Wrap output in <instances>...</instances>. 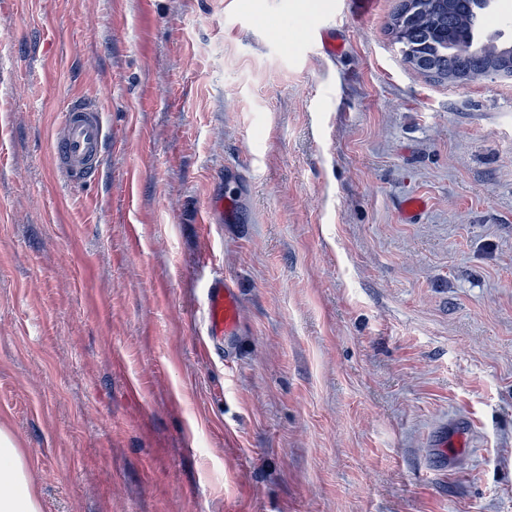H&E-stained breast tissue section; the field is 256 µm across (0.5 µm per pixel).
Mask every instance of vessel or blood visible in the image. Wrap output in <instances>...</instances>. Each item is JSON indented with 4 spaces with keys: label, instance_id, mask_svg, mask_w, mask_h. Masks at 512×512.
Segmentation results:
<instances>
[{
    "label": "vessel or blood",
    "instance_id": "vessel-or-blood-1",
    "mask_svg": "<svg viewBox=\"0 0 512 512\" xmlns=\"http://www.w3.org/2000/svg\"><path fill=\"white\" fill-rule=\"evenodd\" d=\"M108 133L99 106L76 99L61 110L51 150L55 166L71 186H82L99 175ZM206 299L208 338L232 342L243 324L238 288L228 278H213L207 285Z\"/></svg>",
    "mask_w": 512,
    "mask_h": 512
}]
</instances>
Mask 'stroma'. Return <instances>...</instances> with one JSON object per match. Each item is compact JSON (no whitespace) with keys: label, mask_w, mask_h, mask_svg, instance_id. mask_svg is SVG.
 Masks as SVG:
<instances>
[{"label":"stroma","mask_w":512,"mask_h":512,"mask_svg":"<svg viewBox=\"0 0 512 512\" xmlns=\"http://www.w3.org/2000/svg\"><path fill=\"white\" fill-rule=\"evenodd\" d=\"M398 3L0 0V423L42 512H512V79L426 77ZM108 133L98 104L76 99L61 110L51 150L55 166L71 186L80 187L99 175ZM206 299V336L212 342L224 336V362H228L230 343L239 336L243 324L239 288L228 278L215 277L207 285Z\"/></svg>","instance_id":"stroma-1"}]
</instances>
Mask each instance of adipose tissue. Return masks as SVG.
<instances>
[{
	"label": "adipose tissue",
	"instance_id": "1",
	"mask_svg": "<svg viewBox=\"0 0 512 512\" xmlns=\"http://www.w3.org/2000/svg\"><path fill=\"white\" fill-rule=\"evenodd\" d=\"M0 512H41L40 492L13 434L0 425Z\"/></svg>",
	"mask_w": 512,
	"mask_h": 512
}]
</instances>
